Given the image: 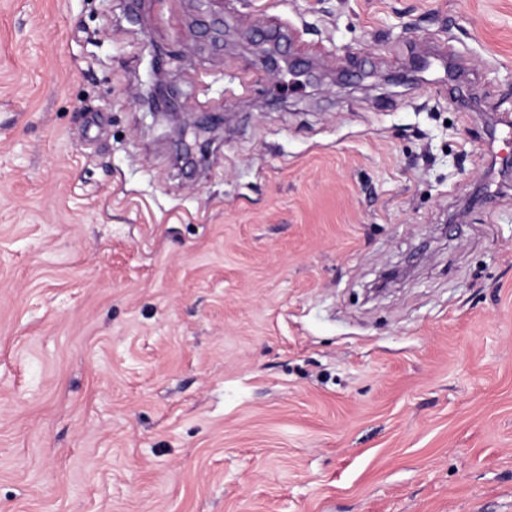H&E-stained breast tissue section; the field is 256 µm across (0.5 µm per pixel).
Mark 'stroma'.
Segmentation results:
<instances>
[{
    "label": "stroma",
    "mask_w": 512,
    "mask_h": 512,
    "mask_svg": "<svg viewBox=\"0 0 512 512\" xmlns=\"http://www.w3.org/2000/svg\"><path fill=\"white\" fill-rule=\"evenodd\" d=\"M137 7L0 0V512H512V0ZM415 267L413 264H398L381 271L366 289L367 299H377L389 294L394 286L400 285L410 276Z\"/></svg>",
    "instance_id": "obj_1"
}]
</instances>
